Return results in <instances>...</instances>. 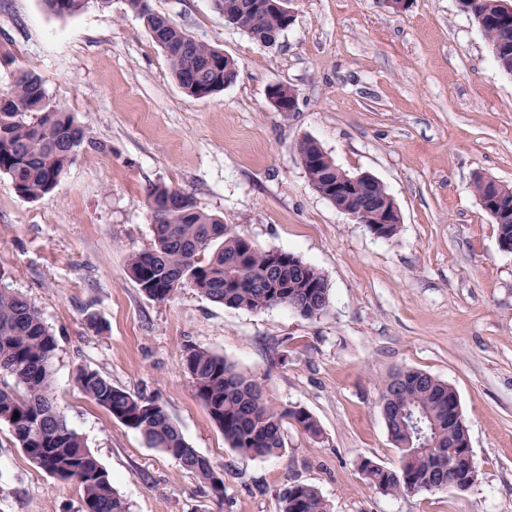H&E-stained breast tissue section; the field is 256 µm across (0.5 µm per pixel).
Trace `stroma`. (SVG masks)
I'll return each instance as SVG.
<instances>
[{
  "label": "stroma",
  "instance_id": "35a3bbf8",
  "mask_svg": "<svg viewBox=\"0 0 512 512\" xmlns=\"http://www.w3.org/2000/svg\"><path fill=\"white\" fill-rule=\"evenodd\" d=\"M150 3L233 57L236 82L189 96L125 0L70 17L42 0H0V91L36 71L92 142L40 200L0 174V283L56 336L55 401L129 512H280L281 492L298 482L317 487L330 512H512V252L471 189L478 174L512 186V74L476 22L457 0H410L400 13L384 0H291L293 22L267 48L225 25L215 0ZM276 84L294 87L295 111L270 104ZM305 138L384 184L401 211L397 235L370 234L313 190L297 152ZM157 183L315 266L327 314L231 309L189 287L163 303L146 297L127 260L152 243L147 191ZM191 346L262 377L270 399L308 410L321 436L291 425L285 455L240 457L183 371ZM80 365L158 400L223 469V502L85 398ZM403 367L456 390L479 469L467 491L386 495L360 472L365 458L398 464L378 400ZM0 512H84L78 485L33 465L3 422Z\"/></svg>",
  "mask_w": 512,
  "mask_h": 512
}]
</instances>
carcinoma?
I'll list each match as a JSON object with an SVG mask.
<instances>
[{
    "label": "carcinoma",
    "mask_w": 512,
    "mask_h": 512,
    "mask_svg": "<svg viewBox=\"0 0 512 512\" xmlns=\"http://www.w3.org/2000/svg\"><path fill=\"white\" fill-rule=\"evenodd\" d=\"M58 16L77 15L91 0H43ZM169 64L172 77L190 96L221 92L238 76L234 64L224 68V52L189 38L150 0H125ZM240 0L232 25L253 39L278 36L285 29L274 11L254 13ZM495 0H479L487 19L481 31L495 42L501 27ZM89 143L72 113L51 104L42 79L23 70L0 99V174L7 175L18 196L37 201L53 192ZM152 224L149 249L128 260V272L151 300L166 302L179 289L191 287L213 302L233 309L262 312L288 308L313 319L327 313L329 288L324 275L298 257L262 249L203 211L188 193L165 184L147 195ZM56 336L41 313L20 294L0 286V422L11 429L16 445L38 468L60 480L76 483L85 512H128L108 470L88 448L82 434L58 409L52 392ZM195 396L229 447L245 457L280 456L286 451L285 424L291 422L310 437L321 435L318 420L301 407L273 405L263 379L241 372L206 348L190 347L183 357ZM79 391L123 425L138 431L147 445L158 448L195 474L208 494L224 500V471L215 468L185 441L177 424L158 401L112 385L98 370L80 367ZM457 393L447 383L412 368L392 373L382 384L380 406L400 452L399 466L388 468L370 459L360 462L365 479L384 494L441 491L448 488V406ZM281 512H330L321 492L295 483L281 497Z\"/></svg>",
    "instance_id": "carcinoma-1"
}]
</instances>
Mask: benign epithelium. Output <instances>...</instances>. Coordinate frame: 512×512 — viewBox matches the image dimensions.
Wrapping results in <instances>:
<instances>
[{
    "label": "benign epithelium",
    "mask_w": 512,
    "mask_h": 512,
    "mask_svg": "<svg viewBox=\"0 0 512 512\" xmlns=\"http://www.w3.org/2000/svg\"><path fill=\"white\" fill-rule=\"evenodd\" d=\"M256 7L260 9H275L281 12L286 18L287 24H292L293 14L288 8V0H255ZM268 98L271 104L280 112H293L296 107V90L288 85H275L268 90ZM481 180L489 190L485 198L479 199L483 210L490 215L496 224H512V208L503 203L505 195L512 192V188L500 181L481 176ZM377 179L367 173H359L350 178V182L328 181L324 187L313 186V190L319 195L336 194V199L344 200V204L337 206V209L349 216L356 224L360 223L361 217L366 210L371 209L376 214L377 224H399L402 222L400 209L390 195L379 199L371 195V191ZM452 458L454 464L448 468V487L457 490L467 489V485L454 480L458 469L465 471L476 469L475 458L472 449L454 446Z\"/></svg>",
    "instance_id": "obj_1"
}]
</instances>
